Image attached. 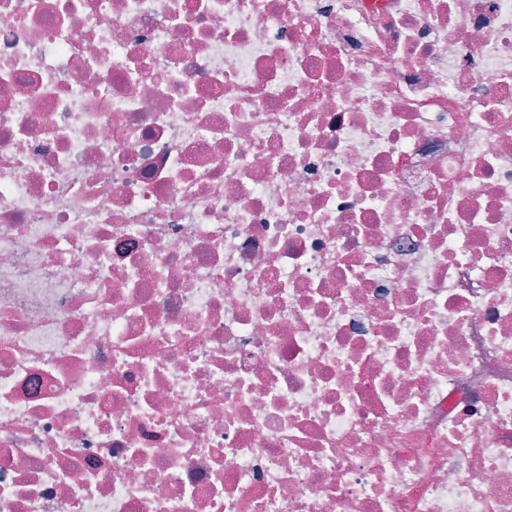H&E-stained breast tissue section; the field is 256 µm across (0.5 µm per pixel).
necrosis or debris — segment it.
Returning a JSON list of instances; mask_svg holds the SVG:
<instances>
[{
  "mask_svg": "<svg viewBox=\"0 0 512 512\" xmlns=\"http://www.w3.org/2000/svg\"><path fill=\"white\" fill-rule=\"evenodd\" d=\"M0 512H512V0H0Z\"/></svg>",
  "mask_w": 512,
  "mask_h": 512,
  "instance_id": "1",
  "label": "necrosis or debris"
}]
</instances>
